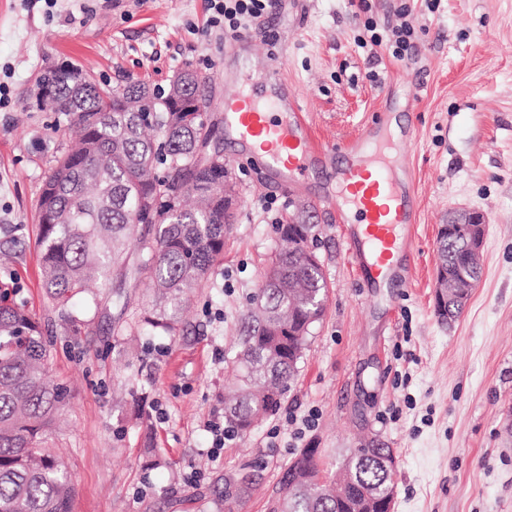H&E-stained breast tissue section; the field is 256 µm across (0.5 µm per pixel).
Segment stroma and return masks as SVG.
I'll return each instance as SVG.
<instances>
[{"instance_id": "obj_1", "label": "stroma", "mask_w": 512, "mask_h": 512, "mask_svg": "<svg viewBox=\"0 0 512 512\" xmlns=\"http://www.w3.org/2000/svg\"><path fill=\"white\" fill-rule=\"evenodd\" d=\"M380 24L409 5L420 27L408 62L353 42L356 0H275L254 23L236 68L256 81L279 72L315 142L342 145L378 113L395 111L417 200L404 288L360 284L347 225L319 197L333 186L316 169L283 182L256 152L227 157L224 115L210 110V151L236 182L237 215L224 257L191 295L178 336L128 345L112 331V299L90 322L67 324L42 288L38 202L69 140L68 121L32 107L34 83L70 60L97 81L134 76L166 86L191 67L221 101L224 39L205 0H0V226L19 243L12 277L50 346L48 374L66 387L56 444L75 486L73 512H219L224 481L252 473L235 512H267L282 473L304 448L336 467L356 448L393 449L395 512H512V0H370ZM460 207L481 211L488 232L482 277L453 325L433 307L437 234ZM299 220L327 284L326 309L280 411L247 437L211 450L218 395L248 299L281 246L277 227ZM148 396L150 435L132 428L133 394ZM151 442L165 467L147 466Z\"/></svg>"}]
</instances>
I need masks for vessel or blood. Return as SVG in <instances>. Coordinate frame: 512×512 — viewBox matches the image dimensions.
I'll use <instances>...</instances> for the list:
<instances>
[{
    "label": "vessel or blood",
    "mask_w": 512,
    "mask_h": 512,
    "mask_svg": "<svg viewBox=\"0 0 512 512\" xmlns=\"http://www.w3.org/2000/svg\"><path fill=\"white\" fill-rule=\"evenodd\" d=\"M230 91L221 110L235 134V142H259L264 164L285 177H306L323 160L336 162V208L353 211L358 223L356 244L367 252L359 276L372 283L406 285L408 270L402 259L411 252L407 227L416 221L415 195L405 182L406 156L388 125L365 126L342 148L315 144L310 128L288 85L273 78L263 97Z\"/></svg>",
    "instance_id": "1"
}]
</instances>
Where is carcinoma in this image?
<instances>
[{"instance_id": "obj_1", "label": "carcinoma", "mask_w": 512, "mask_h": 512, "mask_svg": "<svg viewBox=\"0 0 512 512\" xmlns=\"http://www.w3.org/2000/svg\"><path fill=\"white\" fill-rule=\"evenodd\" d=\"M37 80L56 86L53 102L37 110L67 116L75 127L39 199L47 297L62 320L88 322L100 305L97 289L110 288L116 334L178 335L184 303L224 255V233L234 220L224 156L211 165L204 152L212 125L200 114L170 111L164 88L138 80L111 87L69 61L43 69ZM206 80L194 74L188 93L208 111ZM145 104L157 111L152 123L135 111ZM278 232L284 247L259 288L263 304L249 298L232 358L236 384L224 395V421L240 436L277 414L324 313L321 263L291 246L297 228ZM438 259L471 287L480 278L465 264L460 238H448ZM139 281L150 284L152 298L131 321L127 288ZM75 297L83 300L78 308L71 305ZM48 358L38 320L0 289V512H72L75 490L54 445L66 390L47 379ZM391 452L352 453L338 493L317 450H300L283 471L273 512H381L391 491L382 458ZM251 484L245 474L236 491L224 487V512H233Z\"/></svg>"}]
</instances>
